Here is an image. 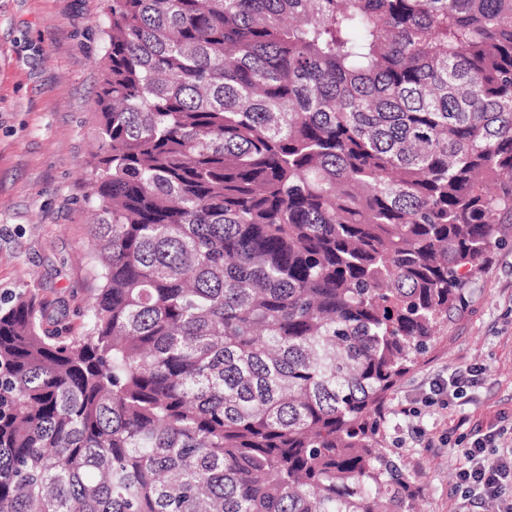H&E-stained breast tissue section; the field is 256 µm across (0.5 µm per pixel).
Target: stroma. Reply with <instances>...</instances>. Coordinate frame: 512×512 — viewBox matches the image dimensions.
<instances>
[{
    "mask_svg": "<svg viewBox=\"0 0 512 512\" xmlns=\"http://www.w3.org/2000/svg\"><path fill=\"white\" fill-rule=\"evenodd\" d=\"M104 0H0V298L36 293L46 326L79 330L99 285L86 176L103 54ZM428 352L385 403L383 443L418 493L415 512H465L454 491L459 440L504 427L512 439V224ZM485 367L448 407L431 384Z\"/></svg>",
    "mask_w": 512,
    "mask_h": 512,
    "instance_id": "obj_1",
    "label": "stroma"
}]
</instances>
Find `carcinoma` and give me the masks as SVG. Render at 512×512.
Listing matches in <instances>:
<instances>
[{
  "mask_svg": "<svg viewBox=\"0 0 512 512\" xmlns=\"http://www.w3.org/2000/svg\"><path fill=\"white\" fill-rule=\"evenodd\" d=\"M82 329L0 305V512H413L382 405L512 223V0H106Z\"/></svg>",
  "mask_w": 512,
  "mask_h": 512,
  "instance_id": "cac0c4a2",
  "label": "carcinoma"
}]
</instances>
